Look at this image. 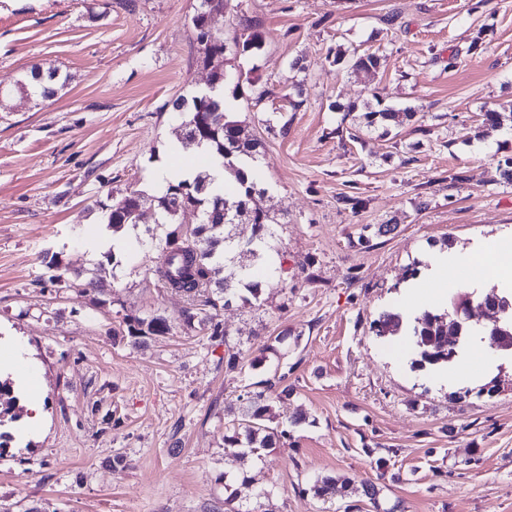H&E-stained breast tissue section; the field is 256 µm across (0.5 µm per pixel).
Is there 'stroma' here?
I'll return each mask as SVG.
<instances>
[{
  "label": "stroma",
  "mask_w": 512,
  "mask_h": 512,
  "mask_svg": "<svg viewBox=\"0 0 512 512\" xmlns=\"http://www.w3.org/2000/svg\"><path fill=\"white\" fill-rule=\"evenodd\" d=\"M135 3L0 0V512H210L219 474L242 467L224 453L240 397L277 372L294 393L271 417L304 420L243 466L277 512H374L351 491L314 497L318 476L376 483L402 512H512V357L475 342L464 376H435L411 369L404 337L371 329L407 309V271H428V254L512 240V128L482 123L512 113V0H229L215 28L232 35L245 17L264 35L257 54L225 55L224 91L261 143L256 202L275 219L278 269L258 301L224 308L216 338L186 330V297L158 287L136 245L102 291L50 281L54 256L96 268L86 239L111 197L158 195L149 175L183 121L168 103L206 86L197 0ZM337 48L387 60L367 73L333 64ZM48 62L67 78L57 96L20 90ZM242 71L252 84L237 85ZM376 95L413 118L386 132L343 113ZM149 314L170 331L123 336L124 317ZM230 351L243 370L225 369Z\"/></svg>",
  "instance_id": "35a3bbf8"
}]
</instances>
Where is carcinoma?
<instances>
[{
  "instance_id": "cac0c4a2",
  "label": "carcinoma",
  "mask_w": 512,
  "mask_h": 512,
  "mask_svg": "<svg viewBox=\"0 0 512 512\" xmlns=\"http://www.w3.org/2000/svg\"><path fill=\"white\" fill-rule=\"evenodd\" d=\"M224 7V0H200L199 8L190 18V27L196 44H206L211 54L224 55L225 47L234 44L239 54L254 55L262 49L264 36L257 26L245 19H239L238 30L231 38L215 32L206 24L204 13L213 8ZM382 56L372 52L350 58L356 69L377 70ZM65 85L59 68L34 66L23 81L21 88L44 99L57 95L58 88ZM172 111L185 114L184 133L180 137L183 149L205 147L208 153L220 159L224 168V178L235 186L231 194L214 193L210 189V175L198 174L192 179L168 181L155 197L159 223L154 225L152 238L155 241L157 260L153 275L158 285L186 296L192 303L206 297L205 303L211 311L199 315L190 307L184 311L183 325L193 330L209 331L211 336L222 333L220 310L238 298L244 302L259 299L261 283L254 280L248 270L234 269V255H247L260 260L271 249L269 238L271 219L268 213L253 206L255 195L261 193L257 183L249 178L243 167L253 163L258 156L259 143L247 132L235 113L224 107V71L216 69L211 75V88L191 97L180 95L171 102ZM412 116L409 108L396 109L384 106L376 100V107L362 114L367 128L375 126H397ZM144 196L137 191H129L120 197L112 198V203L103 207V223L114 231L133 224L128 218L132 209ZM224 208L227 222L224 224H197L191 229L176 226L177 217L185 209H194L200 217H205L215 207ZM237 220L254 226V233L245 245L235 242L229 226ZM106 272L103 264H98L96 272L86 282L69 280L62 275H54L51 282L62 288H73L85 293ZM509 303L507 313L500 321L483 324L464 322L462 338L452 340L455 331L449 328L451 319L445 309L426 310L413 322L404 321L399 312H384L374 320L371 329L378 336L395 335L401 331L408 336L414 351L411 368L440 370L452 365L466 350L469 343L478 339L488 344L497 342L499 336H512V296L498 297ZM125 335L138 344L146 336L163 335L170 330L166 317L153 314L146 318L128 317L125 321ZM284 376L264 381L266 391L246 393L242 419L232 434L224 436V452L242 459L249 455H260L262 450L271 448L277 442L290 437V428L298 425L302 418L290 417L285 423L275 427L267 425L265 404L267 394L275 395L281 402L289 399L293 390L279 387ZM338 480L332 476L316 479L310 486L313 494L325 498L336 494Z\"/></svg>"
}]
</instances>
